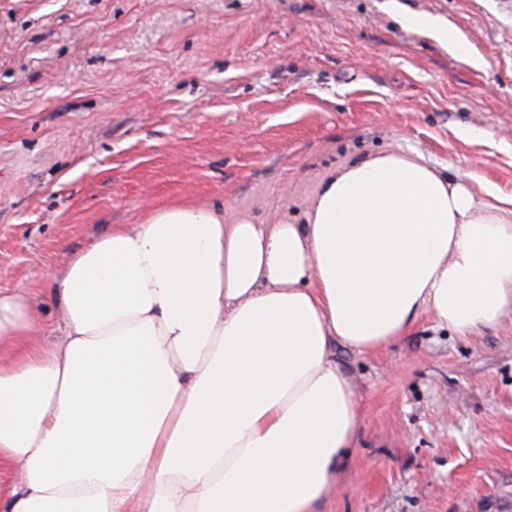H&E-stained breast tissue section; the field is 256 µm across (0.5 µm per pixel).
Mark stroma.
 Returning <instances> with one entry per match:
<instances>
[{"instance_id": "35a3bbf8", "label": "stroma", "mask_w": 512, "mask_h": 512, "mask_svg": "<svg viewBox=\"0 0 512 512\" xmlns=\"http://www.w3.org/2000/svg\"><path fill=\"white\" fill-rule=\"evenodd\" d=\"M397 149L512 197V0H0V289L44 342L48 273L112 225L298 219L324 175ZM333 352L362 418L325 512H512V314ZM402 21L410 27L431 31L438 38L451 43L461 54H465L467 52V47L464 44L456 41L452 30L436 23L434 20L428 17L409 15L403 16Z\"/></svg>"}]
</instances>
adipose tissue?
I'll return each mask as SVG.
<instances>
[{
    "label": "adipose tissue",
    "instance_id": "ef3b65f1",
    "mask_svg": "<svg viewBox=\"0 0 512 512\" xmlns=\"http://www.w3.org/2000/svg\"><path fill=\"white\" fill-rule=\"evenodd\" d=\"M0 290V512H321L359 405L332 351L512 313V208L421 155L326 176L301 222L169 204Z\"/></svg>",
    "mask_w": 512,
    "mask_h": 512
}]
</instances>
